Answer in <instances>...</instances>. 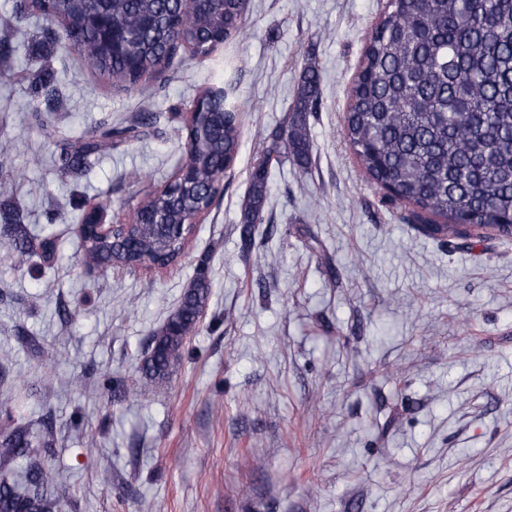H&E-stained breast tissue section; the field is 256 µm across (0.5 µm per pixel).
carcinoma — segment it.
Wrapping results in <instances>:
<instances>
[{"label":"carcinoma","mask_w":512,"mask_h":512,"mask_svg":"<svg viewBox=\"0 0 512 512\" xmlns=\"http://www.w3.org/2000/svg\"><path fill=\"white\" fill-rule=\"evenodd\" d=\"M48 8L75 35L84 66L127 92L182 61L180 40L191 42L192 56L205 58L218 36L230 44L244 23L241 0H196L190 10L184 0H48ZM23 79L35 97L54 99L56 77L44 66ZM318 105L319 72L308 65L288 126L252 166L244 234L264 221L271 163L308 160L307 118ZM204 111L211 116L183 127L185 161L196 169L192 186L174 179L162 195L144 201L179 224L212 208V174L233 164L241 145L229 91L209 97ZM141 125L104 124L75 140L60 134L59 171L82 170L112 146L139 138ZM342 134L359 168L383 191V202L403 207L415 224L441 230L426 235L469 238L476 228L512 235V0H387L351 79ZM141 213L129 218L132 248L88 229L81 246L85 264L104 258L114 270L131 271L175 262L181 231L160 235L141 223ZM0 224L13 226L0 237V252L28 264L37 245L18 202H0ZM210 288L205 268H198L178 307L152 333L139 381L129 391L165 381L181 363ZM36 440L46 444L43 432L17 423L0 434V453L22 467L18 480L0 474V512H58L52 492L70 481V473L45 464Z\"/></svg>","instance_id":"carcinoma-1"}]
</instances>
